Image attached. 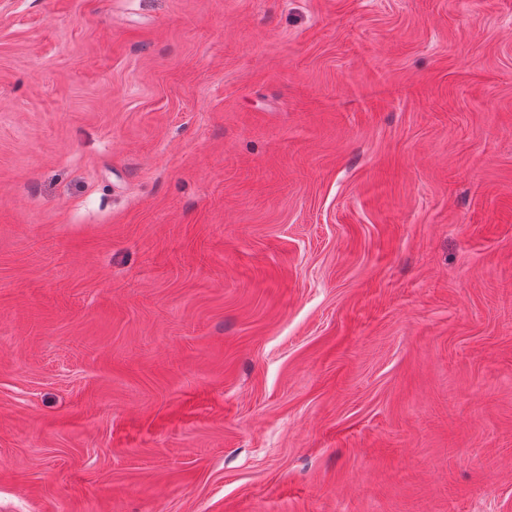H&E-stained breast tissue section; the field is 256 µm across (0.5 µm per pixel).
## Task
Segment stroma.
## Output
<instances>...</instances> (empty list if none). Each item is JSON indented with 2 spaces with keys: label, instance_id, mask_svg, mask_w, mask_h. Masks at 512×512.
I'll use <instances>...</instances> for the list:
<instances>
[{
  "label": "stroma",
  "instance_id": "35a3bbf8",
  "mask_svg": "<svg viewBox=\"0 0 512 512\" xmlns=\"http://www.w3.org/2000/svg\"><path fill=\"white\" fill-rule=\"evenodd\" d=\"M0 512H512V0H0Z\"/></svg>",
  "mask_w": 512,
  "mask_h": 512
}]
</instances>
